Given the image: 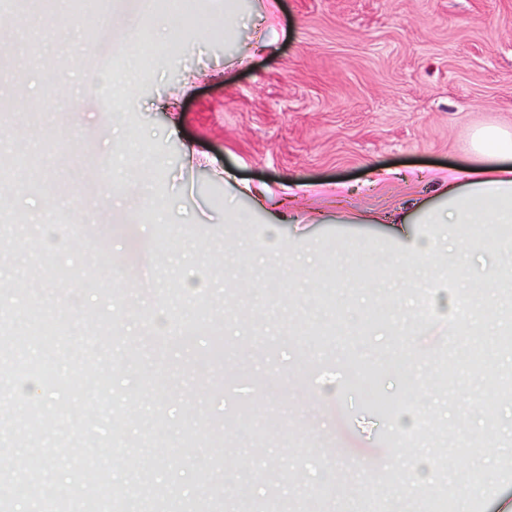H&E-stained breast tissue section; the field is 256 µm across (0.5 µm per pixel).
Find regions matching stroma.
Here are the masks:
<instances>
[{
    "label": "stroma",
    "mask_w": 512,
    "mask_h": 512,
    "mask_svg": "<svg viewBox=\"0 0 512 512\" xmlns=\"http://www.w3.org/2000/svg\"><path fill=\"white\" fill-rule=\"evenodd\" d=\"M101 7V27L71 0H41L39 27L24 11L5 18L23 75L0 116V209L12 216L0 223V512H35L21 491L35 447L43 483L73 512L94 474L112 491L110 512H144L145 466L180 502L213 499L222 512H253L271 476L309 512H388L407 467L461 424L466 435L447 444L459 462L449 490L480 472L479 512L512 500V402L487 419L489 389L464 360L492 344L486 328L500 329L498 292L472 306L489 325L462 331L455 279L430 290L424 333H441L453 367L441 390L431 351L387 335L405 310L392 292L353 288L333 306L348 242L366 261L409 247L388 225L345 216L408 208L466 163L478 130L512 132V0H238L245 22L229 31L224 0H196L200 24L173 35L163 16L143 20L140 0ZM61 14L67 27L53 24ZM132 17L166 48L145 69L103 40L105 25ZM259 39L267 50L250 55ZM84 41L95 54L79 63L70 47ZM142 178L148 223L129 213ZM242 181L322 223L283 224L267 240L268 215ZM105 183L96 200L91 187ZM228 208L241 223H225ZM15 223L52 226L55 241L10 237ZM288 249L300 273L280 272ZM178 278L195 289L172 294ZM48 318L56 335L34 339ZM214 332L224 349L211 358ZM337 359L358 377L379 371L395 412L369 407ZM229 394L250 400L253 425L229 426L228 449L209 426ZM409 408L436 422L417 447L397 426ZM492 425L495 443L471 446ZM343 448L370 462L368 475L324 471ZM228 455L238 470H225Z\"/></svg>",
    "instance_id": "obj_1"
}]
</instances>
